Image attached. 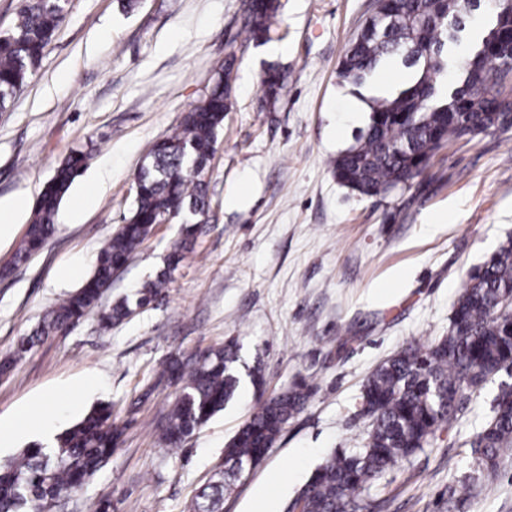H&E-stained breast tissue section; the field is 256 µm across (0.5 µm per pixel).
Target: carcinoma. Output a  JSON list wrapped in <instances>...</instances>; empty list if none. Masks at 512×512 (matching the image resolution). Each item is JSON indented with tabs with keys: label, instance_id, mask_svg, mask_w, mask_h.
Instances as JSON below:
<instances>
[{
	"label": "carcinoma",
	"instance_id": "1",
	"mask_svg": "<svg viewBox=\"0 0 512 512\" xmlns=\"http://www.w3.org/2000/svg\"><path fill=\"white\" fill-rule=\"evenodd\" d=\"M66 0H21L17 21L0 34V112L6 111L40 67L47 47L65 18ZM281 0H248V39H270ZM481 0H374L371 16L338 65L339 77L361 87L377 66L391 61L404 81L388 97L364 99L368 120L354 142L332 160L336 180L364 197L408 188L447 144L470 134L512 130V9L493 11L492 26L473 44L466 59L452 66L453 49ZM237 61L231 52L204 97L182 116L178 130L153 144L134 180V203L112 240L101 251L86 283L51 310L44 321L0 359L8 375L35 342L73 327L99 301L115 274L151 235L159 219L181 224L166 269L145 282L136 299L121 298L101 314L104 328L127 319L132 310L156 300L185 254L210 207L206 175L217 149L224 112L230 107V79ZM458 73L453 85L439 77ZM287 71L268 68L263 101L275 107L287 84ZM89 154L75 150L57 167L36 203L15 261L40 251L55 231L63 198L86 167ZM232 343L201 354L192 363L174 360L170 376L182 392L163 430L167 446L177 447L237 393L240 378ZM512 366V239L471 270L450 317L448 335L425 346L409 343L380 364L365 380L360 415L368 427L355 448L333 451L311 474L289 505V512H372V491L396 465L429 447L438 431L458 418L464 401ZM310 393L296 382L261 403L229 440L225 478L203 488L196 512H221L226 481L273 447L288 421L305 407ZM121 428L112 407L101 406L67 429L58 448L23 450L0 465V512H44L86 483L112 455ZM474 475L462 490L498 472L512 448V383L503 382L492 417L470 442Z\"/></svg>",
	"mask_w": 512,
	"mask_h": 512
}]
</instances>
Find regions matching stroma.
Instances as JSON below:
<instances>
[{
    "label": "stroma",
    "mask_w": 512,
    "mask_h": 512,
    "mask_svg": "<svg viewBox=\"0 0 512 512\" xmlns=\"http://www.w3.org/2000/svg\"><path fill=\"white\" fill-rule=\"evenodd\" d=\"M268 43L244 42L241 0H67L66 18L42 64L9 111L0 112V198L38 197L65 156L88 165L60 204L55 232L14 263L28 224L0 245V358L80 288L133 204L134 176L149 148L198 103L228 53H236L231 109L209 169L210 220L148 307L112 329L98 312L45 338L0 379V416L48 399L67 429L112 404L124 434L105 466L51 512H193L198 491L224 470V448L260 402L301 379L312 395L263 461L224 491L223 512H285L334 449L354 447L367 423L362 385L407 343L447 335L469 270L512 236V131L441 149L411 188L362 198L337 183L331 160L353 142L366 112L337 68L373 0H281ZM288 83L275 109L262 105L266 68ZM108 188L73 217L98 178ZM175 224L152 235L104 293L133 294L165 266ZM76 266L79 277L58 278ZM234 343L235 398L176 448L160 441L181 393L163 371ZM261 366L262 387L248 374ZM97 388L71 409L69 386ZM489 380L431 447L381 481L377 512H455L449 493L471 466L469 441L493 414ZM462 512H512V450L497 480Z\"/></svg>",
    "instance_id": "1"
}]
</instances>
